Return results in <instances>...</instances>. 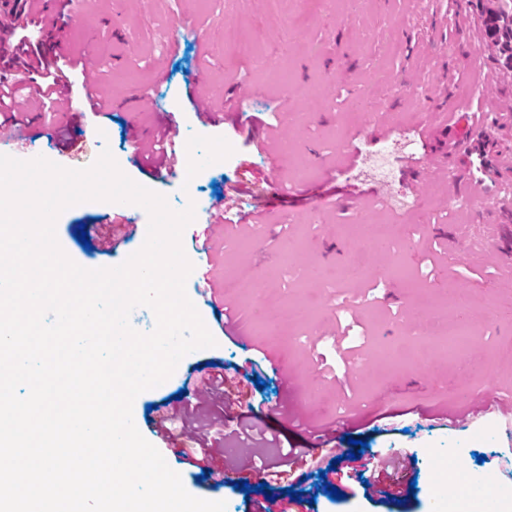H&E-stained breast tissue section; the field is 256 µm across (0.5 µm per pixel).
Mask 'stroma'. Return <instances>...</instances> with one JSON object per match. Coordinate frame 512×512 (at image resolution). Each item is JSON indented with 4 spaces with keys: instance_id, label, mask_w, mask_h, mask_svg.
Returning a JSON list of instances; mask_svg holds the SVG:
<instances>
[{
    "instance_id": "obj_1",
    "label": "stroma",
    "mask_w": 512,
    "mask_h": 512,
    "mask_svg": "<svg viewBox=\"0 0 512 512\" xmlns=\"http://www.w3.org/2000/svg\"><path fill=\"white\" fill-rule=\"evenodd\" d=\"M500 0H88L78 13L42 9L29 0L32 23L13 30L30 44L62 42L70 91L41 119L37 86L19 87L18 108L42 139L22 157L42 156L69 169L110 150L135 182L166 197L176 211L194 207L182 234L188 260L209 242L224 301L252 337L245 355L225 335L218 312L189 276L186 293L215 346L186 355L172 376L139 394L133 420L180 474L193 496L249 512L240 490L202 478L176 456L153 413L179 399L189 375L214 363L226 389L260 403L268 433L304 443L298 418L349 425L333 447L313 449L297 489L314 512H433V462L452 455L464 472L502 464L507 442L497 413L455 420L457 411L512 392V64L490 38L486 21ZM67 24L57 28V15ZM253 49L224 44L225 30ZM269 67L256 69L252 52ZM97 83L101 107L84 109ZM149 101L133 102L140 88ZM472 107L487 123L471 145L449 154L448 115ZM223 116L222 123L209 113ZM172 127L185 151L179 177L137 161V141ZM231 148L223 165L211 145ZM454 169L444 175L440 161ZM230 196L225 223L206 225L217 194ZM263 210V236L236 226ZM110 203L64 210L56 220L64 253L87 269L114 267L143 245L130 237L112 251L83 248L81 225L108 236ZM385 224L393 245L374 249L362 229ZM486 248H473L478 239ZM255 282L253 293L225 289L226 278ZM456 290L477 332L454 356L424 338L419 325L437 318ZM279 359L295 386L266 371ZM265 388H256V380ZM374 454L409 458L414 494L396 501L384 478L376 491L358 481L365 461L346 460L349 439ZM338 456L327 479L317 469ZM342 499H330L325 486Z\"/></svg>"
}]
</instances>
